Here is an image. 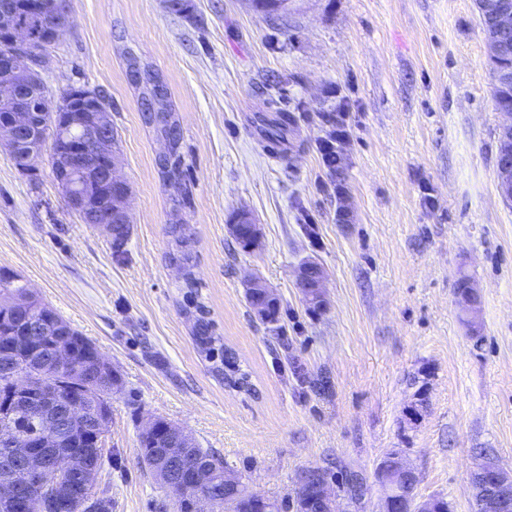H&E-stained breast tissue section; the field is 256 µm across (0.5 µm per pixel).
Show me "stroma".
<instances>
[{"instance_id":"35a3bbf8","label":"stroma","mask_w":512,"mask_h":512,"mask_svg":"<svg viewBox=\"0 0 512 512\" xmlns=\"http://www.w3.org/2000/svg\"><path fill=\"white\" fill-rule=\"evenodd\" d=\"M66 0L68 26L41 73L47 94H104L131 189L123 254L65 204L50 170L20 172L0 152V270L17 275L108 357L120 382L97 491L112 512H158L166 490L138 461L139 428L162 417L241 471L247 491L294 501L298 473L357 471L379 512L376 467L402 451L418 498L475 512L473 451L512 468V205L498 192L503 115L475 0H291L268 18L247 0ZM134 51L165 78L183 136L192 201L182 218L213 331L251 390L225 385L198 346L172 269L171 193L161 149L125 74ZM345 115L343 179L324 166L322 113ZM296 118L286 146L257 113ZM354 212L336 220L340 200ZM261 229L253 251L233 212ZM323 269L326 310L296 285ZM257 275L280 303L252 313ZM481 291L479 335L455 297ZM417 416H410L409 406ZM245 213H246L245 220H247V223L243 224L240 221L242 224H227V227H228L230 234L234 238L239 237L242 234H245L246 237L249 239V245H248V241L244 238L239 237V238H236L235 240L238 243V245L241 247V249L245 250L247 247V249H246L247 251H253L256 248H258V246L260 244V239H261L260 229H259V225L256 224V221L253 220L251 215L247 212H245ZM244 225L248 226L247 231L243 230Z\"/></svg>"}]
</instances>
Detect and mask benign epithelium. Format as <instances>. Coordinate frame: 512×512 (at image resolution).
<instances>
[{"label":"benign epithelium","mask_w":512,"mask_h":512,"mask_svg":"<svg viewBox=\"0 0 512 512\" xmlns=\"http://www.w3.org/2000/svg\"><path fill=\"white\" fill-rule=\"evenodd\" d=\"M55 11H47L45 0H29L28 7L50 21L53 38H58L68 25L69 17L63 0L55 2ZM484 6L493 11L495 29L487 35L491 53L499 51L500 38L512 31V0H486ZM6 47L0 53V106L11 111V119L0 125V147L9 150L13 160L20 162L18 169L35 174L42 164H47L62 191L66 205L77 212L84 223L92 225L107 237H112L115 224L130 223L128 201L130 187L117 171V154L112 149V119L106 98L96 91L78 88L66 89L55 104H50L47 94L36 96L38 111L30 109L22 96L24 89L36 86L46 64L48 52L34 45L29 29L19 21L14 9L0 6V39ZM497 180L500 195L512 200V161L499 164ZM248 230L241 224H230L228 230L234 237L242 234L249 239L247 250L253 251L260 244V229L251 215H245ZM325 274L312 260L302 263L297 272V287L304 300L320 308L327 306L324 292ZM246 287L256 296L252 312L262 322L269 319L268 310L276 304V294L258 279L247 281ZM467 298L462 305L480 319V296L476 287L467 284ZM36 336L13 339L7 344L9 354L27 355L48 351L56 363H64L73 356V342L68 334L44 327L35 328ZM10 384V398L23 399L40 406L44 419L39 437V448L24 451L19 465L25 468L28 480L35 487L64 493L71 485H90L94 468L66 453L52 456L43 452L50 443L64 434L89 431L97 446H102L109 426V412L102 409L90 413L87 405L62 404L58 384L47 380L44 374L22 362L6 371ZM168 433L165 459L178 462L191 448L194 439L180 427L158 419H149L141 429L145 435L156 431ZM477 463L470 473V485L477 512H508L512 509V469H506L488 449H475ZM388 475L400 477L406 486L402 495L382 494L379 512H441L438 499L416 498L418 476L404 459L401 451L391 449L382 458V468L376 479ZM332 477L319 467L303 469L297 477V490L304 491L313 485L318 491V512H349L351 500H344L332 489ZM211 484L207 470L182 474L179 492H186L199 485ZM230 496L234 499L260 501L269 512H277L278 504L259 494H248L243 480H230Z\"/></svg>","instance_id":"7a95c632"}]
</instances>
